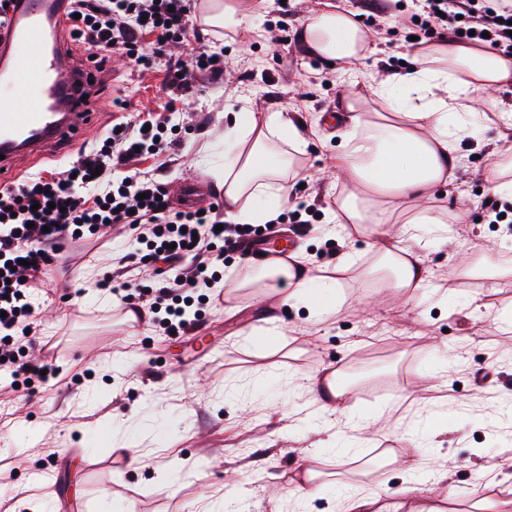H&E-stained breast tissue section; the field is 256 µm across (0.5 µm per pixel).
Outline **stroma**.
<instances>
[{
  "label": "stroma",
  "instance_id": "35a3bbf8",
  "mask_svg": "<svg viewBox=\"0 0 512 512\" xmlns=\"http://www.w3.org/2000/svg\"><path fill=\"white\" fill-rule=\"evenodd\" d=\"M324 0H242L249 14L236 32L200 24L202 43L223 52L220 78L198 77L179 97L166 89L167 71L152 58L132 63L114 53L119 72L106 84L98 124L147 121L171 127V151L130 160L126 174L157 177L168 188L200 176L223 189L224 129L238 112H280L311 128L303 152L292 153L303 181H290L289 201L274 222L292 227L298 207L311 209L295 253L311 266L334 269L351 254L352 270L339 275L342 304L318 322L303 301L282 302L273 288H241L244 258L225 253V294L210 304L197 330L161 336L148 319L127 320L117 298L95 285L113 274L115 257L136 269L139 245L126 228L73 243L36 300L38 335L32 356H49L62 380L0 394V512H342L347 488L375 491L391 512H498L512 500V468L502 465L512 429L496 421L498 397L512 392V344L499 328L512 316V276L457 271L451 255L467 249L483 257L512 253V223L488 220L491 206L512 202L490 195L493 163L486 143L512 145L497 122L457 146L456 173L433 207L454 218L447 234L423 227L415 250L428 270L422 287L403 295L372 274L379 237L396 229L380 224L370 236L337 231L329 209L340 188L336 156L341 140L324 125L338 111L342 91L334 68L305 52L301 35ZM373 35L380 52L362 66L357 85L370 96L375 81L405 70L407 37L421 0H337ZM474 306H464L468 297ZM273 330L270 345L244 339ZM341 371L345 402L375 415L354 431L332 417L322 431L293 418L306 390L289 388L288 374ZM266 375L245 399L227 398L228 385ZM447 402V432L432 458L418 462L410 429L433 404ZM167 434L150 443L144 463H132L131 436ZM355 436L360 451L321 449L328 435ZM417 465L416 475L407 468ZM316 477L305 483L304 470ZM416 490L404 493L408 480ZM306 486L305 500L296 489Z\"/></svg>",
  "mask_w": 512,
  "mask_h": 512
}]
</instances>
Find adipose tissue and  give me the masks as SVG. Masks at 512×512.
<instances>
[{
  "label": "adipose tissue",
  "mask_w": 512,
  "mask_h": 512,
  "mask_svg": "<svg viewBox=\"0 0 512 512\" xmlns=\"http://www.w3.org/2000/svg\"><path fill=\"white\" fill-rule=\"evenodd\" d=\"M304 41L312 54L345 73L377 52L352 12L331 2L309 16ZM412 58L408 74L375 87L380 119H370L354 89L344 91L347 118L336 157V178L345 188L334 205L346 223L400 222L396 243L376 249L381 265L392 271L390 287L400 291L425 281L422 260L408 243L417 239L421 225L448 220L429 206L437 189L453 179L457 140L485 120L475 97L512 83V56L486 48L439 43L414 48ZM282 143L299 151L307 141L304 128L280 112H242L225 129L226 222L264 224L276 218L288 199ZM279 279L289 286L288 299L307 302L319 319L331 317L340 303L337 280L303 264L253 261L243 283L267 288ZM306 388L320 413L352 417L357 428L370 426V418H353L345 405L337 371L308 377Z\"/></svg>",
  "instance_id": "adipose-tissue-1"
}]
</instances>
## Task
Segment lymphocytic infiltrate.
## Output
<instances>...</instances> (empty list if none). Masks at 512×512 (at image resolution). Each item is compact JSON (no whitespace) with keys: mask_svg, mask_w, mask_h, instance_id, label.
Wrapping results in <instances>:
<instances>
[{"mask_svg":"<svg viewBox=\"0 0 512 512\" xmlns=\"http://www.w3.org/2000/svg\"><path fill=\"white\" fill-rule=\"evenodd\" d=\"M73 29L85 49L124 50L137 54L142 38L152 35L151 53L163 61L170 92L189 89L197 75H223L224 59L202 49L193 69L167 53L170 42L187 41L194 30L190 0H75ZM426 15L418 22L424 38H451L463 43H487L512 54V0L484 8L480 0H425ZM159 126L123 124L109 129L104 144L52 179L36 178L0 189V372L20 389L56 378L50 363L29 359L27 344L37 334L34 294L49 277L56 256L67 240L99 234L112 225L128 226L146 250L145 267L160 276L154 289L152 325L162 335L195 328L187 310L209 304V292L219 281L224 251L239 248L252 236L247 224H227L209 209L172 211L168 189L154 178L133 175L109 182L113 169L124 166L136 152L168 150Z\"/></svg>","mask_w":512,"mask_h":512,"instance_id":"lymphocytic-infiltrate-1","label":"lymphocytic infiltrate"}]
</instances>
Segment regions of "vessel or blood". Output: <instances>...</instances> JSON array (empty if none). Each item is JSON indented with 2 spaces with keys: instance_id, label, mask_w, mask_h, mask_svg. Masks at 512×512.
Returning a JSON list of instances; mask_svg holds the SVG:
<instances>
[{
  "instance_id": "b4317fda",
  "label": "vessel or blood",
  "mask_w": 512,
  "mask_h": 512,
  "mask_svg": "<svg viewBox=\"0 0 512 512\" xmlns=\"http://www.w3.org/2000/svg\"><path fill=\"white\" fill-rule=\"evenodd\" d=\"M73 0H8L0 12V187L19 177V162L49 147L79 152L112 70L111 53L75 54ZM185 207L222 197L200 179L178 192Z\"/></svg>"
}]
</instances>
